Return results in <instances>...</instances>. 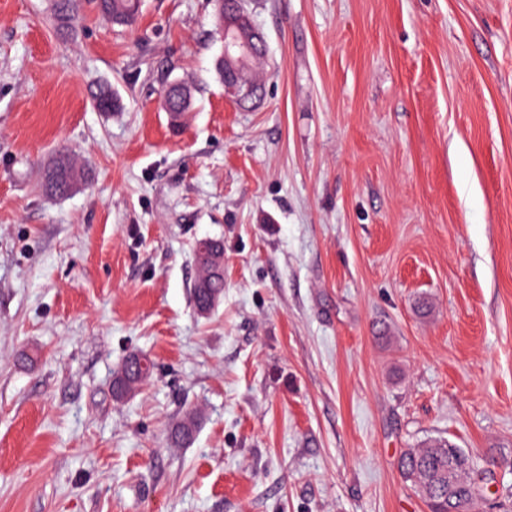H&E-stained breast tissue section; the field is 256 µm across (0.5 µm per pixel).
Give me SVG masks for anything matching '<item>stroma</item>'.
<instances>
[{"mask_svg": "<svg viewBox=\"0 0 512 512\" xmlns=\"http://www.w3.org/2000/svg\"><path fill=\"white\" fill-rule=\"evenodd\" d=\"M246 8L267 45L247 111L212 0H143L128 28L81 0L65 39L53 0H0V512H428L398 461L439 439L505 512L512 0ZM61 150L89 177L56 197ZM204 238L224 294L201 316ZM133 352L154 375L119 401ZM200 413L194 408H188L182 416L173 424L169 440L175 447L188 444L194 438Z\"/></svg>", "mask_w": 512, "mask_h": 512, "instance_id": "35a3bbf8", "label": "stroma"}]
</instances>
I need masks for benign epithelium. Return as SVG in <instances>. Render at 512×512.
<instances>
[{
	"label": "benign epithelium",
	"instance_id": "benign-epithelium-1",
	"mask_svg": "<svg viewBox=\"0 0 512 512\" xmlns=\"http://www.w3.org/2000/svg\"><path fill=\"white\" fill-rule=\"evenodd\" d=\"M224 81L225 92L240 103L252 101L256 98L255 85L244 67V58L255 48H266L264 36L252 24L245 12L242 0H237L236 16L231 25L224 29ZM131 373L128 385L123 386L113 382L112 391L118 398L133 395L144 383L147 371V362L138 353L131 354L126 359Z\"/></svg>",
	"mask_w": 512,
	"mask_h": 512
}]
</instances>
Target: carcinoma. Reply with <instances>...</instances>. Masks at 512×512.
<instances>
[{
  "mask_svg": "<svg viewBox=\"0 0 512 512\" xmlns=\"http://www.w3.org/2000/svg\"><path fill=\"white\" fill-rule=\"evenodd\" d=\"M96 6L105 23L131 26L137 20L140 0H96ZM53 12L58 32L70 35L78 15V0H54ZM91 97L100 112H113L119 108V100L109 85L97 86ZM162 101L174 114L182 115L190 109L170 85L165 87ZM85 179V170L70 155L60 153L43 170L41 187L50 195L64 197ZM197 267L199 272L192 288V300H198L208 290L223 295L224 279L207 264L199 262ZM199 417L196 409L185 410L170 430L169 440L173 446L181 447L193 440ZM399 469L405 480L411 482L424 498L429 512H448L450 501L456 512H474L478 501L475 492L481 490L482 471L464 449L445 440H436L404 453Z\"/></svg>",
  "mask_w": 512,
  "mask_h": 512,
  "instance_id": "carcinoma-1",
  "label": "carcinoma"
}]
</instances>
